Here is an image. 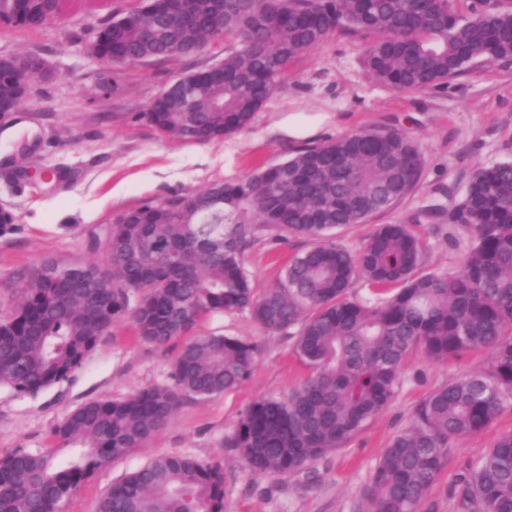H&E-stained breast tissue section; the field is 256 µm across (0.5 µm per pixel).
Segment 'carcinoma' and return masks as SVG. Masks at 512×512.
Returning a JSON list of instances; mask_svg holds the SVG:
<instances>
[{"label":"carcinoma","instance_id":"1","mask_svg":"<svg viewBox=\"0 0 512 512\" xmlns=\"http://www.w3.org/2000/svg\"><path fill=\"white\" fill-rule=\"evenodd\" d=\"M58 16L67 0H29ZM366 38L372 76L397 90L440 88L470 65L512 59V10L472 0H194L165 19L149 0L123 29L96 33L112 66L197 53L224 37V80L196 73L173 99L145 112L167 137L194 143L249 128L289 62L333 30ZM423 156L397 129L361 130L305 146L277 164L187 196L153 199L94 234L99 260L44 258L0 310V387L37 394L68 379L100 336L128 321L143 342L181 341L170 385L125 399L89 401L55 429L71 452L0 458V512H58L96 470L142 447L186 399L205 400L243 382L257 346L218 333L192 336L206 316L247 311L265 331L299 326L294 355L309 376L282 398L254 401L224 447L258 476L299 472L343 447L400 387L408 356L434 362L489 350V370L430 392L379 457L364 490L366 512H417L448 447L480 433L512 403V161L478 169L449 217L446 235L467 232L460 267L424 272V244L407 224H382L355 254L336 230L389 210L417 185ZM263 231L313 246L256 292L244 254ZM362 280L367 298L349 294ZM462 512H512V432L498 438L458 485ZM97 512H224V467L186 454L157 455L112 485Z\"/></svg>","mask_w":512,"mask_h":512}]
</instances>
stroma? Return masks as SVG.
Here are the masks:
<instances>
[{
  "instance_id": "35a3bbf8",
  "label": "stroma",
  "mask_w": 512,
  "mask_h": 512,
  "mask_svg": "<svg viewBox=\"0 0 512 512\" xmlns=\"http://www.w3.org/2000/svg\"><path fill=\"white\" fill-rule=\"evenodd\" d=\"M135 3L100 0L92 8H73L44 27L0 36V56H37L55 72L54 78L36 82L15 117L28 126L30 137L0 142V155L19 166L56 169L62 176L59 183L37 187L0 178V209L16 217L13 232L0 236V309L15 304L26 273L41 259L95 260L90 236L144 201L232 182L258 166L287 159L304 145L361 129L408 133L423 154V172L415 189L391 209L340 229L338 243L354 253L379 225L409 224L427 243L425 269L459 266L460 250L433 225L447 223L476 170L512 161V60L475 64L444 88L396 91L371 77L361 40L335 30L293 59L249 129L208 143H184L150 125L144 117L147 106L175 77L223 60L232 44L220 39L196 55L115 68L117 89L101 94L102 65L84 54L80 41ZM310 246L302 237L261 235L244 255L256 291L275 287L284 264ZM199 330L258 345L249 379L209 400H185L144 447L95 471L61 502L58 512H96L109 486L165 453L223 463L224 512H362L363 492L378 458L410 423L421 401L439 386L488 369L492 361L487 351L445 363L412 354L391 404L344 447L325 454L311 471L258 477L225 448L224 438L255 400L288 394L307 376L293 353L295 336L265 332L245 312L211 316ZM178 349L175 342L164 349L141 342L121 322L101 336L82 366L59 385L35 396L0 387V457L53 448L66 458L68 451L59 447L53 432L67 414L91 400L121 399L170 384ZM510 431L512 404L479 435L452 443L418 512H459L453 490L460 477Z\"/></svg>"
}]
</instances>
